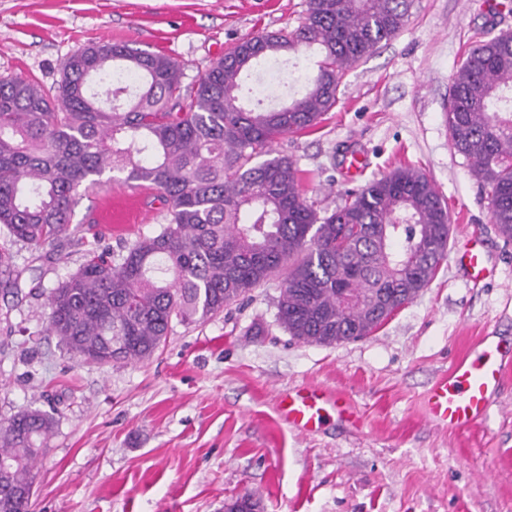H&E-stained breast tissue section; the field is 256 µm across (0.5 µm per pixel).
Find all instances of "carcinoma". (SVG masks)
Returning a JSON list of instances; mask_svg holds the SVG:
<instances>
[{
	"label": "carcinoma",
	"mask_w": 512,
	"mask_h": 512,
	"mask_svg": "<svg viewBox=\"0 0 512 512\" xmlns=\"http://www.w3.org/2000/svg\"><path fill=\"white\" fill-rule=\"evenodd\" d=\"M411 0H306L294 29L224 52L191 88L170 57L103 41L66 59L56 86L0 77V228L41 250L68 230L79 189L106 174L156 189L166 223L125 253L90 250L49 292L47 331L97 364L150 358L172 322H201L282 275L277 321L298 341L366 338L410 303L448 256L444 196L400 167L346 190L318 217L303 171L275 144L311 129L337 103L343 74L405 26ZM302 46L322 60L279 109L248 107V69ZM122 71L133 94L112 85ZM97 76L104 93L89 90ZM453 147L471 162L499 234L512 241V32L480 41L451 78ZM0 247V288L16 287ZM40 409L0 422V512H30L23 495L55 427Z\"/></svg>",
	"instance_id": "cac0c4a2"
}]
</instances>
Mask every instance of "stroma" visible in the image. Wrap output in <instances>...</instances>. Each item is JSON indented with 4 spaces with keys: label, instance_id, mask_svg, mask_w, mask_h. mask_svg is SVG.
<instances>
[{
    "label": "stroma",
    "instance_id": "stroma-1",
    "mask_svg": "<svg viewBox=\"0 0 512 512\" xmlns=\"http://www.w3.org/2000/svg\"><path fill=\"white\" fill-rule=\"evenodd\" d=\"M482 0H413L402 31L348 71L316 130L276 145L309 174L318 214L347 188L410 164L451 217L450 257L372 336L325 346L276 320L270 280L203 322L172 329L143 362L98 366L46 334V296L91 248L120 251L158 231L167 209L123 234L92 224L96 195L78 196L70 229L32 258L11 246L17 286L0 293V421L39 408L56 426L34 468L32 512H224L250 493L257 512H512V378L491 415L468 429L429 422L425 397L477 336L512 347V241L497 232L471 163L445 119L451 77L479 40ZM306 0H0V76L54 86L63 62L101 41L162 52L184 86L239 41L298 25ZM367 166L351 173L348 157ZM478 233L491 277L470 283L453 252ZM314 384L355 415L302 435L280 396Z\"/></svg>",
    "mask_w": 512,
    "mask_h": 512
}]
</instances>
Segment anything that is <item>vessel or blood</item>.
Listing matches in <instances>:
<instances>
[{
	"label": "vessel or blood",
	"instance_id": "vessel-or-blood-1",
	"mask_svg": "<svg viewBox=\"0 0 512 512\" xmlns=\"http://www.w3.org/2000/svg\"><path fill=\"white\" fill-rule=\"evenodd\" d=\"M96 219L104 230H124L142 220L140 200L134 195L105 196ZM456 260L472 282L483 280L488 272L477 237L466 240ZM512 371V359L499 354L491 337H480L472 353L458 357L447 373L432 385L426 398L429 419L451 430L463 429L485 420L491 412L490 394ZM344 414L339 399L329 397L320 388L308 385L285 395L280 402L282 420L294 430L305 433L319 428L330 412Z\"/></svg>",
	"mask_w": 512,
	"mask_h": 512
}]
</instances>
